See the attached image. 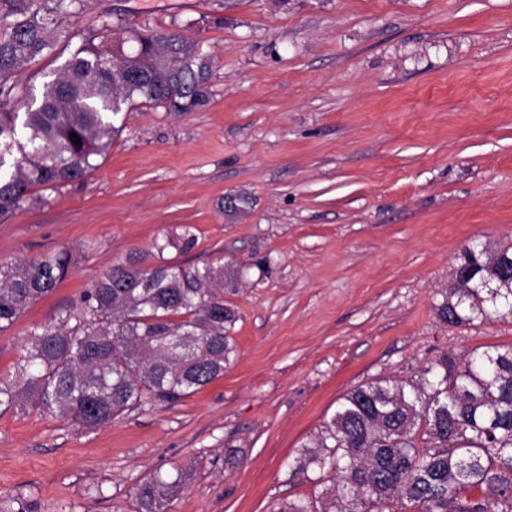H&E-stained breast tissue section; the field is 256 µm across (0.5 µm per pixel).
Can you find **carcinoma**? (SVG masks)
<instances>
[{"instance_id": "carcinoma-1", "label": "carcinoma", "mask_w": 512, "mask_h": 512, "mask_svg": "<svg viewBox=\"0 0 512 512\" xmlns=\"http://www.w3.org/2000/svg\"><path fill=\"white\" fill-rule=\"evenodd\" d=\"M5 2L12 21L0 28V216L96 170L122 112H191L208 100L212 62L198 41L106 26L88 31L37 96L18 72L53 52L59 17L78 14L84 0ZM195 244L185 225L154 248L162 256ZM74 267L67 250L1 264L0 331ZM457 268L473 287L443 294V322L512 318V243L484 254L465 247ZM488 279L502 285L493 300L476 287ZM222 286V267L129 259L83 294L77 312L33 333L15 374L0 378V407L97 428L203 389L224 376L235 352ZM310 471L322 491L276 512H512V345L447 352L416 377H378L350 390L295 459L294 472ZM188 479L180 469L142 482L140 512H167Z\"/></svg>"}]
</instances>
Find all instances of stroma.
Listing matches in <instances>:
<instances>
[{"label":"stroma","mask_w":512,"mask_h":512,"mask_svg":"<svg viewBox=\"0 0 512 512\" xmlns=\"http://www.w3.org/2000/svg\"><path fill=\"white\" fill-rule=\"evenodd\" d=\"M180 30L213 64L192 112L133 110L90 176L0 217V264L61 249L73 273L0 331V377L113 266L222 265L223 377L96 429L0 409V512H138L153 473L191 470L168 512H276L317 494L293 463L341 396L445 352L512 345V319L437 316L466 246L512 242V0H85L42 85L102 25ZM244 195L246 209L226 197Z\"/></svg>","instance_id":"35a3bbf8"}]
</instances>
